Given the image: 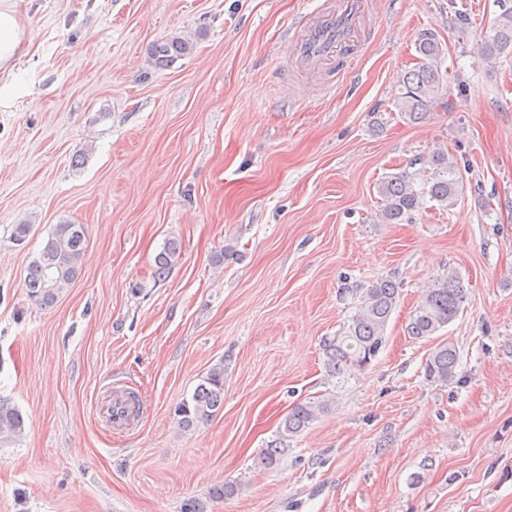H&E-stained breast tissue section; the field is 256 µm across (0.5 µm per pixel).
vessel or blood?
<instances>
[{
    "label": "vessel or blood",
    "mask_w": 512,
    "mask_h": 512,
    "mask_svg": "<svg viewBox=\"0 0 512 512\" xmlns=\"http://www.w3.org/2000/svg\"><path fill=\"white\" fill-rule=\"evenodd\" d=\"M363 11V0L320 5L294 37V54L306 64L329 66L341 75L350 73L359 56L357 23Z\"/></svg>",
    "instance_id": "1"
}]
</instances>
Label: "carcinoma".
<instances>
[{
  "label": "carcinoma",
  "mask_w": 512,
  "mask_h": 512,
  "mask_svg": "<svg viewBox=\"0 0 512 512\" xmlns=\"http://www.w3.org/2000/svg\"><path fill=\"white\" fill-rule=\"evenodd\" d=\"M193 45L187 39L173 35L155 43L151 49L152 60L166 65L178 57L191 53ZM418 53L415 67L402 78L396 107L409 120L417 121L429 112L451 106L443 93V54L441 42L432 32H425L416 46ZM487 59L502 54L512 56V7L498 16L491 34L483 46ZM421 168L385 177L378 185L381 206L377 219L382 224H412L415 216L429 202L442 208L457 204L461 172L456 158L442 149H435L419 157L412 165ZM426 174L422 188H416L417 179ZM86 228L82 224L64 223L43 244L38 255L29 264L24 285L30 301L41 307L56 303L59 296L78 277L86 254ZM180 245L169 241L155 260V274L162 276L177 262ZM400 295V284L392 278L380 279L363 289L354 303V313L341 332L323 344L324 365L328 374L345 378L366 370L377 358L385 341V330L395 310ZM466 300V290L456 271L450 270L433 280L419 298L405 326L407 336L430 339L452 323L459 315ZM459 354L455 345L437 344L426 359V379L434 384L448 385L457 377ZM332 405L329 399L297 403L282 423L278 444L265 449L260 464L265 469L278 466L288 453V438L293 437L327 412ZM224 406V364L211 368L195 388L190 399L176 406L174 415L179 428L192 430L209 421ZM26 422L16 404L0 398V447L12 444L25 433Z\"/></svg>",
  "instance_id": "cac0c4a2"
}]
</instances>
